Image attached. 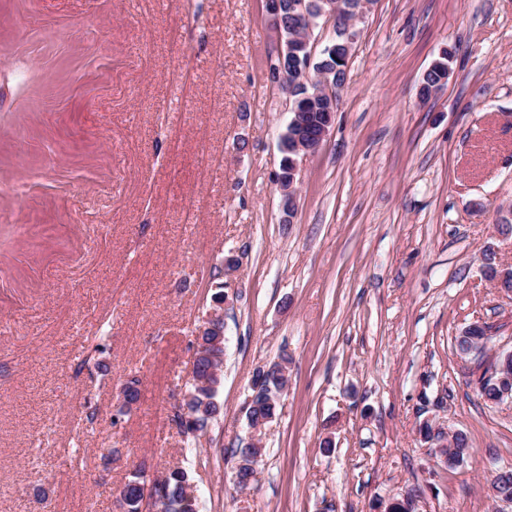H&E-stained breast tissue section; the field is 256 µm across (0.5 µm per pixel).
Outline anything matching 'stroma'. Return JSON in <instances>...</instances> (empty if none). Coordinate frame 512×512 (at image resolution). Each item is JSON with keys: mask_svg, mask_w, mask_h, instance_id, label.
Masks as SVG:
<instances>
[{"mask_svg": "<svg viewBox=\"0 0 512 512\" xmlns=\"http://www.w3.org/2000/svg\"><path fill=\"white\" fill-rule=\"evenodd\" d=\"M356 28L287 220L263 0H0V512H117L131 472L175 465L199 512H512L490 491L512 403L477 384L512 349V292L483 271L489 249L512 266V0H374ZM221 284V412L191 448L175 407ZM474 323L490 342L460 356ZM283 356L241 491L252 376ZM426 421L467 435L466 464L427 447Z\"/></svg>", "mask_w": 512, "mask_h": 512, "instance_id": "stroma-1", "label": "stroma"}]
</instances>
